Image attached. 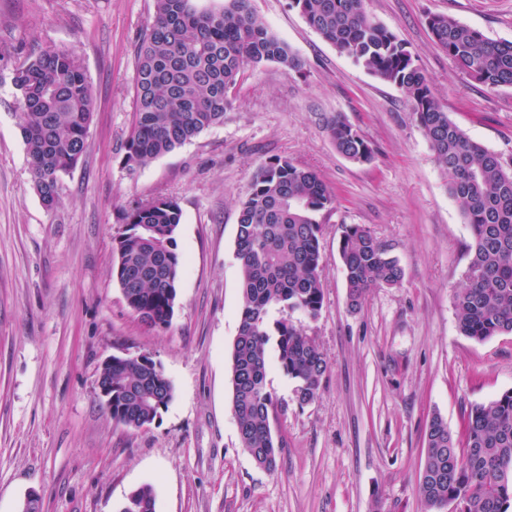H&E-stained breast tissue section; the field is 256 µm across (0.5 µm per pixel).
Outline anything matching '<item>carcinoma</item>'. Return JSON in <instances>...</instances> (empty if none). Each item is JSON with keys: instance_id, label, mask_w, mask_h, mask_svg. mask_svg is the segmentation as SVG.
Listing matches in <instances>:
<instances>
[{"instance_id": "carcinoma-1", "label": "carcinoma", "mask_w": 512, "mask_h": 512, "mask_svg": "<svg viewBox=\"0 0 512 512\" xmlns=\"http://www.w3.org/2000/svg\"><path fill=\"white\" fill-rule=\"evenodd\" d=\"M310 28L376 78L399 88L438 163L449 192L472 231L466 284L455 293L459 332L476 341L512 334V159L468 137L438 103L405 43L371 19L363 0H289ZM435 45L471 79L496 89L512 86V42L494 40L443 14L428 17ZM135 112L123 162L130 171L224 123L231 92L248 68L275 62L299 73L298 54L255 14L251 0H154V15L137 46ZM19 126L29 172L41 202L60 203L62 175L86 153L94 94L81 57L47 48L12 72ZM326 129L336 152L358 164L374 157L371 144L338 114ZM334 194L313 171L275 157L255 172L239 203L235 255L241 304L231 351L232 411L244 451L261 468L276 467L270 418L278 401L267 388V348L295 382L296 402H313L328 370L315 339L274 310L314 319L324 294L319 212ZM112 275L132 313L144 325L165 328L173 318L182 257L176 234L177 200L159 196L122 215ZM349 305H361L372 288L403 276L398 260L364 226L345 227L339 243ZM112 383V420L142 429L162 418L173 387L152 358L114 356L103 368ZM419 491L427 512L457 503L458 512H509L512 508V389L471 408L460 444L435 414L425 433ZM119 512H155L153 488L133 491Z\"/></svg>"}]
</instances>
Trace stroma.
Masks as SVG:
<instances>
[{
	"instance_id": "35a3bbf8",
	"label": "stroma",
	"mask_w": 512,
	"mask_h": 512,
	"mask_svg": "<svg viewBox=\"0 0 512 512\" xmlns=\"http://www.w3.org/2000/svg\"><path fill=\"white\" fill-rule=\"evenodd\" d=\"M300 56L302 73L247 69L222 125L128 171L136 48L154 0H0V42L81 56L94 90L89 148L63 176L61 203L34 191L18 127L12 71L0 61V512H118L145 485L155 512H425L418 492L424 434L440 414L462 437L472 406L512 388V334L478 342L456 327L454 293L473 242L448 180L394 85L339 54L288 0H252ZM416 56L451 119L512 158V87L488 89L433 42L444 14L512 41V0H364ZM344 114L375 151L366 165L337 154L324 118ZM285 156L334 192L322 211L317 318H288L328 361L316 400L270 365L282 403L275 471L243 450L232 412L231 350L240 311L238 204L257 169ZM157 196L182 209L183 264L171 324L145 327L112 276L122 212ZM387 245L404 275L350 308L339 256L345 226ZM150 356L173 386L159 423L112 420L98 380L110 356Z\"/></svg>"
}]
</instances>
